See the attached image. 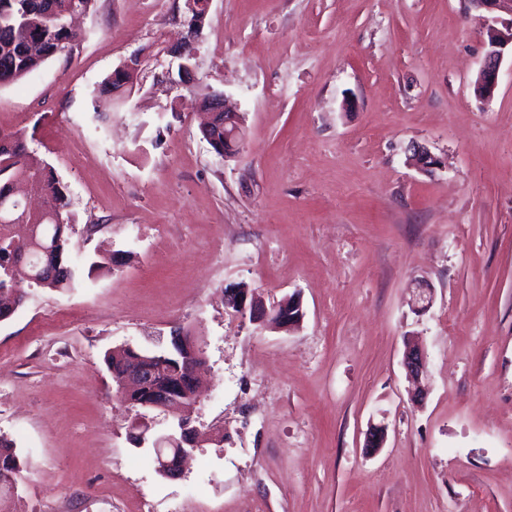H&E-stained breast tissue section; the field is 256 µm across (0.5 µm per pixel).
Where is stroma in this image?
I'll use <instances>...</instances> for the list:
<instances>
[{
    "label": "stroma",
    "mask_w": 512,
    "mask_h": 512,
    "mask_svg": "<svg viewBox=\"0 0 512 512\" xmlns=\"http://www.w3.org/2000/svg\"><path fill=\"white\" fill-rule=\"evenodd\" d=\"M183 9L97 0L68 51L0 87V131L67 188L74 259L112 260L68 292L20 282L0 322V434L29 460L16 512H512V59L479 99L469 0H211L190 78L150 59L129 110L93 122V90L176 40ZM212 92L245 117L237 157L200 134ZM414 142L441 168L410 165ZM238 284L298 295L301 323L236 313ZM179 324L206 358L204 439L170 479L103 355ZM403 364L407 372L415 379L424 375L427 365V356L421 347H409L406 349Z\"/></svg>",
    "instance_id": "1"
}]
</instances>
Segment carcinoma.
<instances>
[{
    "instance_id": "carcinoma-1",
    "label": "carcinoma",
    "mask_w": 512,
    "mask_h": 512,
    "mask_svg": "<svg viewBox=\"0 0 512 512\" xmlns=\"http://www.w3.org/2000/svg\"><path fill=\"white\" fill-rule=\"evenodd\" d=\"M95 0H0V83L22 80L50 58L69 49L68 20L90 12ZM128 74L120 70L107 76L92 93L93 113H112V94L123 88ZM202 137L219 154L224 150V113L201 129ZM0 143V319L9 318L23 304L14 285L27 279L35 286L68 291L83 281L71 258L69 200L53 167L34 158L17 132ZM27 182L42 191L44 207L38 213L25 209L16 193ZM130 349L105 354L110 373L120 372ZM25 460L13 440L0 435V499L4 481L18 482Z\"/></svg>"
}]
</instances>
